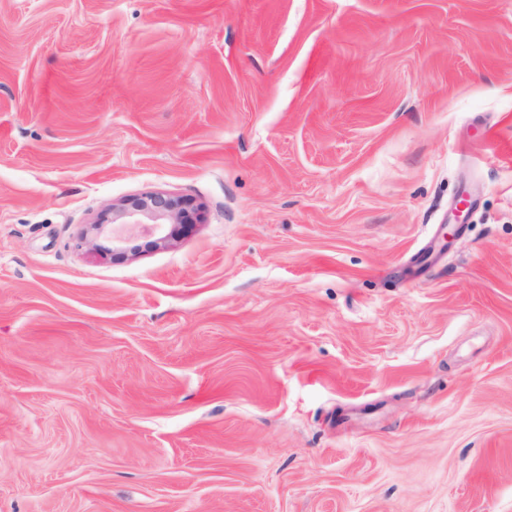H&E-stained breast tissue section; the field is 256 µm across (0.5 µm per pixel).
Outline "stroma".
<instances>
[{"instance_id":"1","label":"stroma","mask_w":512,"mask_h":512,"mask_svg":"<svg viewBox=\"0 0 512 512\" xmlns=\"http://www.w3.org/2000/svg\"><path fill=\"white\" fill-rule=\"evenodd\" d=\"M0 512H512V0H0ZM119 221V222H118ZM202 222V210L192 198L164 192H149L126 198L102 211L80 234L81 242L107 235L113 247L94 244L93 250L104 259L119 260L127 255L124 245L133 237L152 238L147 247L168 244L173 233ZM112 224H122L115 236ZM169 224L170 232L165 233ZM116 243V245H114Z\"/></svg>"}]
</instances>
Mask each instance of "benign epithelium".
I'll return each instance as SVG.
<instances>
[{
	"mask_svg": "<svg viewBox=\"0 0 512 512\" xmlns=\"http://www.w3.org/2000/svg\"><path fill=\"white\" fill-rule=\"evenodd\" d=\"M202 222V210L192 198L164 192H149L126 198L102 211L87 225L80 240L107 236L113 246L94 244V251L104 259L119 260L127 255L124 246L133 237L148 239L147 246L168 244L173 233L182 232Z\"/></svg>",
	"mask_w": 512,
	"mask_h": 512,
	"instance_id": "7a95c632",
	"label": "benign epithelium"
}]
</instances>
